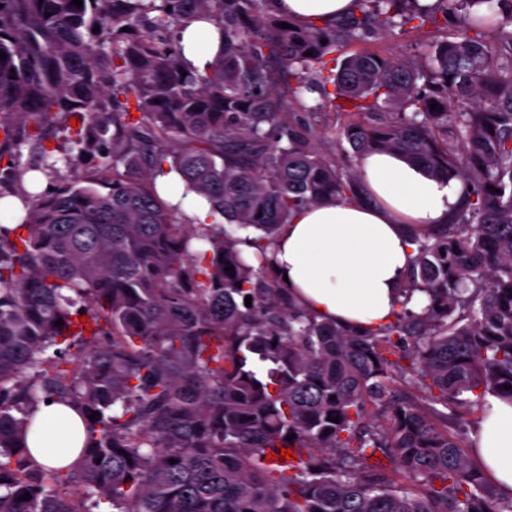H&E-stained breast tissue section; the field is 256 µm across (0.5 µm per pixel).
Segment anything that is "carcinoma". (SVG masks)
Masks as SVG:
<instances>
[{
  "instance_id": "cac0c4a2",
  "label": "carcinoma",
  "mask_w": 512,
  "mask_h": 512,
  "mask_svg": "<svg viewBox=\"0 0 512 512\" xmlns=\"http://www.w3.org/2000/svg\"><path fill=\"white\" fill-rule=\"evenodd\" d=\"M396 17L452 39L337 61ZM194 20L222 42L201 71ZM0 51V160L26 211V235L0 237V512H512L448 433L486 395L512 401V0H356L325 27L267 0H0ZM315 89L360 116L340 131L353 156L470 187L411 237L400 311L367 333L318 320L274 269L294 211L363 194L285 120ZM72 117L76 153L36 193L16 152L50 156ZM90 152L112 168L81 169ZM171 172L243 235L165 203ZM48 399L85 423L71 469L22 440ZM181 35L186 57L201 71L203 64L219 50L217 30L211 25L194 22Z\"/></svg>"
}]
</instances>
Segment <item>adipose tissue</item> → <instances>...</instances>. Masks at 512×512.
<instances>
[{
	"mask_svg": "<svg viewBox=\"0 0 512 512\" xmlns=\"http://www.w3.org/2000/svg\"><path fill=\"white\" fill-rule=\"evenodd\" d=\"M278 14L323 26L354 12L355 0H270ZM181 43L194 67L219 49V34L192 23ZM365 201H327L298 209L277 234L275 264L285 288L318 319L375 330L394 320L400 289L414 256L411 230L445 224L457 212L466 185L436 179L400 157L377 152L358 163ZM171 203L197 224L208 206L186 193L176 175L158 177ZM85 438L79 415L61 402L40 404L27 446L43 465L60 468L77 457ZM471 457L500 496L512 497V403L492 399L472 434Z\"/></svg>",
	"mask_w": 512,
	"mask_h": 512,
	"instance_id": "adipose-tissue-1",
	"label": "adipose tissue"
}]
</instances>
